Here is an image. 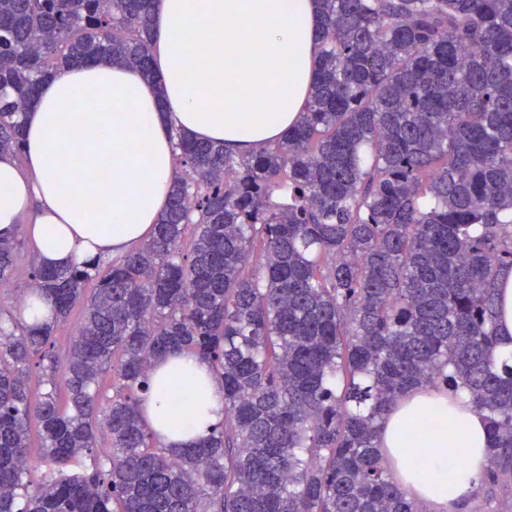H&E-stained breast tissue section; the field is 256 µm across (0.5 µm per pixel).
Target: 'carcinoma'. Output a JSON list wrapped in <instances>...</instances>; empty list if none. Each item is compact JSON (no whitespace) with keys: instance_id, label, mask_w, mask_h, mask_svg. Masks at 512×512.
<instances>
[{"instance_id":"1","label":"carcinoma","mask_w":512,"mask_h":512,"mask_svg":"<svg viewBox=\"0 0 512 512\" xmlns=\"http://www.w3.org/2000/svg\"><path fill=\"white\" fill-rule=\"evenodd\" d=\"M156 2L0 0V153L23 160V112L64 67L120 62L164 92ZM320 4L299 123L248 155L180 137L149 238L67 268L0 239V288L31 285L0 300V512H424L378 442L429 388L468 391L491 436L480 486L512 488V356L494 359L512 0ZM26 302L48 314L22 320ZM168 355L224 382V420L192 448L143 418L152 385L174 407L200 386L179 367L153 381Z\"/></svg>"}]
</instances>
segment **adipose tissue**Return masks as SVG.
<instances>
[{"instance_id": "1", "label": "adipose tissue", "mask_w": 512, "mask_h": 512, "mask_svg": "<svg viewBox=\"0 0 512 512\" xmlns=\"http://www.w3.org/2000/svg\"><path fill=\"white\" fill-rule=\"evenodd\" d=\"M318 8L317 0H158L159 83L119 63L49 76L23 115L24 162L0 156V236H31L50 268L146 238L175 176L174 132L248 152L297 124L315 76ZM175 363L202 380L184 428L160 434L163 447L185 448L223 421L224 385L195 358L166 357L156 374ZM380 447L427 512H460L487 466L488 427L465 391L430 390L388 414ZM420 461L430 480L417 478Z\"/></svg>"}]
</instances>
